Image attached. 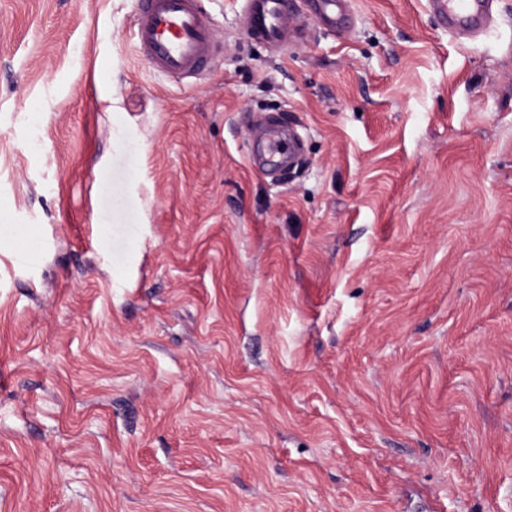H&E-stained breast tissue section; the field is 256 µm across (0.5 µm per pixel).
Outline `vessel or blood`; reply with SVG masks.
Returning a JSON list of instances; mask_svg holds the SVG:
<instances>
[{
    "label": "vessel or blood",
    "mask_w": 512,
    "mask_h": 512,
    "mask_svg": "<svg viewBox=\"0 0 512 512\" xmlns=\"http://www.w3.org/2000/svg\"><path fill=\"white\" fill-rule=\"evenodd\" d=\"M450 31L480 29L489 0H435ZM314 10L329 25L343 21V0H314ZM289 18L288 0H247L249 37L280 44ZM135 38L150 64L175 81L198 77L214 45L211 22L201 0H136Z\"/></svg>",
    "instance_id": "1"
}]
</instances>
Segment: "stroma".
Listing matches in <instances>:
<instances>
[{
  "label": "stroma",
  "mask_w": 512,
  "mask_h": 512,
  "mask_svg": "<svg viewBox=\"0 0 512 512\" xmlns=\"http://www.w3.org/2000/svg\"><path fill=\"white\" fill-rule=\"evenodd\" d=\"M289 2L0 0V512H512V0ZM135 2V38L142 55L177 82L197 78L207 67L214 45L201 0ZM288 18V0H247L245 30L253 39L281 44ZM314 11L329 25L336 27L343 21V0H314ZM442 12L448 30L461 28L479 30L489 9L488 0H436L433 2Z\"/></svg>",
  "instance_id": "obj_1"
}]
</instances>
